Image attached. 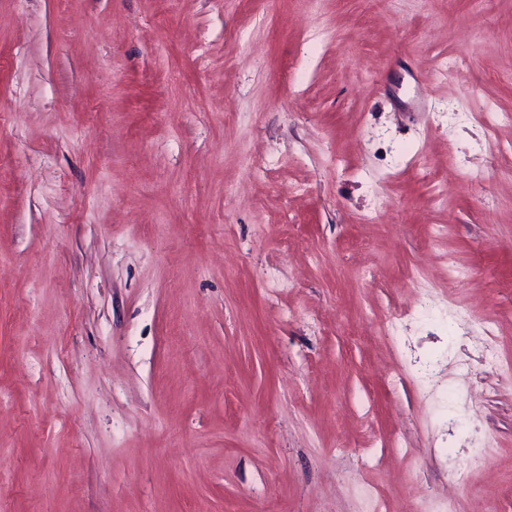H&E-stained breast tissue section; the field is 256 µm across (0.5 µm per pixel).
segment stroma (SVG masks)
Listing matches in <instances>:
<instances>
[{
	"label": "stroma",
	"instance_id": "1",
	"mask_svg": "<svg viewBox=\"0 0 512 512\" xmlns=\"http://www.w3.org/2000/svg\"><path fill=\"white\" fill-rule=\"evenodd\" d=\"M489 112L512 0H0V512H512Z\"/></svg>",
	"mask_w": 512,
	"mask_h": 512
}]
</instances>
